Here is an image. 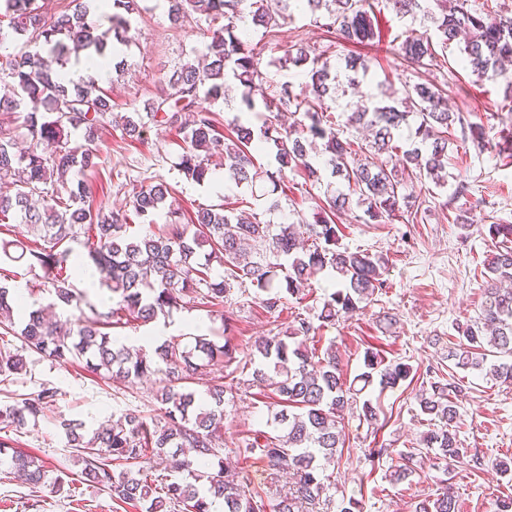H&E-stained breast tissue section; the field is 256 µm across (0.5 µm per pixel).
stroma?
<instances>
[{
  "mask_svg": "<svg viewBox=\"0 0 512 512\" xmlns=\"http://www.w3.org/2000/svg\"><path fill=\"white\" fill-rule=\"evenodd\" d=\"M378 25L379 43L353 46L330 40L308 12L296 8L287 24L267 34L251 32L250 37L262 50L268 84L288 81L298 88L305 83L302 69L278 65L286 50L299 42L325 52L335 65L356 55L369 66L361 92L399 88L407 82L441 85L447 91L450 110L463 114L466 122L482 125L491 146L449 149L448 183L467 184L469 190L463 197L450 202L445 194L431 195L432 183L427 179L407 184V192L425 202L417 223L407 224L399 218L384 224H362L342 214L334 218L339 246L383 255L388 271L384 288L370 306L318 330V347L333 348L351 376L360 369L370 347L381 351L386 360L409 364L412 375L380 395L378 426L368 427L356 415L346 414L347 450L323 472L331 485V500L320 512H339L346 495L358 499L360 512H410L415 501L447 486L460 503V512H498L503 496L512 495V473L504 475L494 467L499 458L512 457V385L496 383L477 371L453 368L448 346L458 338V324L476 317L485 301L480 271L495 245L488 234L489 225L512 224V155L499 152L496 146L502 131L512 128V114L502 110L512 68L503 77L473 85L458 65L462 47L455 43L447 51V65L417 70L392 50L393 39L411 28V21L384 10ZM205 27V21L196 15L173 24L166 0H141L129 42L123 48V74H111L98 86L110 98L113 112L144 110L168 93L167 80L173 71L204 53ZM180 140L178 130L172 127L151 124L136 139L114 124H105L95 141L97 168L80 177L70 176L69 181L87 183L91 204L107 211L124 209L134 192L163 182L172 190L173 207L188 217L201 207L224 200L238 207L251 202L253 193L273 191L266 180L252 190L233 187L221 193L213 192L209 184L187 180L177 166ZM325 189V184L306 182L302 174L289 175L283 189L273 191L278 210L263 213L262 218L273 224L310 222ZM457 215L462 218L458 225L453 222ZM0 284L25 288L28 297L45 304L53 300L42 271L29 269L21 260H0ZM232 301L236 315L233 365L238 369L252 358L259 337L285 332L296 314L313 317L318 313L317 304L309 299L288 300L272 313L247 294H233ZM389 314L394 317L390 323L385 320ZM220 326L218 313L186 305L173 310L168 322L121 323L113 325L109 333L150 351L175 336L188 343L196 336L214 335ZM27 363L26 373L0 383V406L14 404L45 384L57 387L59 393L44 420L19 432L2 429L0 440L42 459L50 484L39 496H31L28 485L13 471L0 467V512H137L136 507L114 503L106 492L83 483L75 452L54 421L59 417L76 419L94 429L110 420L113 412L127 408L156 415L158 378L126 387L76 364L59 365L34 354L28 355ZM438 373L454 374L466 388L459 398L456 420L466 453L458 463H444L432 451L419 447L421 435L432 426L429 415L420 410V394L429 389ZM271 414L267 404L249 394L225 403L226 457L236 458L235 451L247 431L264 428ZM373 448L384 451L376 464L366 457L367 450ZM410 451L415 454V475L401 483L391 482L390 473Z\"/></svg>",
  "mask_w": 512,
  "mask_h": 512,
  "instance_id": "stroma-1",
  "label": "stroma"
}]
</instances>
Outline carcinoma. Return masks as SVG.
Returning a JSON list of instances; mask_svg holds the SVG:
<instances>
[{
    "instance_id": "1",
    "label": "carcinoma",
    "mask_w": 512,
    "mask_h": 512,
    "mask_svg": "<svg viewBox=\"0 0 512 512\" xmlns=\"http://www.w3.org/2000/svg\"><path fill=\"white\" fill-rule=\"evenodd\" d=\"M91 0H71V12L48 18L34 0H0V22L40 46L35 52L0 55V82L13 90L0 98V182H9L14 193L0 194V223L16 220L29 227L33 239L22 243L19 258L40 268L50 284L55 304L69 307L77 300L67 274L72 251H57L60 244L86 238L88 259L103 275L117 308L94 318L68 317L49 320L43 309L17 312L16 301L0 285V327L18 337L26 349L59 364L83 362L105 377L127 382L159 377L155 394L160 414L147 417L126 410L113 424L92 432L72 419L59 418L69 445L76 450L81 477L107 492L112 500L139 507L140 512H211L213 503H224V512H314L326 485L320 471L343 455L346 434L343 412L362 402L359 419L377 423V407L361 394L371 385L395 388L407 380L412 368L386 361L366 349L363 370L347 378L335 351L307 345L316 331L334 325L342 317L366 309L382 289L388 261L364 250L336 248L337 228L324 212L355 208L356 220L377 224L395 215L417 218L422 202L404 194L403 175L427 178L438 189L448 187L439 175L448 166V144L469 140L485 147V132L448 111L445 91L437 84L404 85L365 93V104L351 112L348 124L374 132L368 142L366 162L355 164V142L341 138L336 122L324 108L325 98L336 97L338 75L324 53L302 43L285 53L284 63L306 68L305 86L296 92L284 83L262 99L257 110L251 90L263 81L261 49L249 40L246 26L268 30L277 20L287 21L291 6L315 15L327 8L325 26L352 44H371L380 38L376 8L383 5L401 18L419 22L424 32L409 30L397 45L398 54L411 65L438 66L448 45L465 38L462 68L479 83L501 75V65L512 59V10L476 12L468 0H277L270 11L267 0H167L175 23L196 14L212 31L203 67L184 64L169 81L170 91L152 104L146 115L119 116L118 123L130 136L140 135L146 123L166 125L182 134L179 168L197 184L211 181L210 156L218 146L224 151V177L236 186H256L264 179L285 181L288 173L303 171L307 180H321L320 171L308 160V147L322 141L323 164L347 186V191L326 194V205L312 224H270L260 214L219 205L201 207L190 224L172 222L157 232L130 233L131 217L153 223V216L167 211L168 187L158 183L134 196L131 211L105 213L87 201L86 188L67 186L66 176L75 169L93 168L98 158L92 147L100 127L112 114L109 99L96 93L94 81L74 83L63 71L71 59L120 53L128 43L132 15L140 12L138 0H112L106 14L116 45L93 19ZM368 66L358 58L345 61L349 87L361 85L359 73ZM237 112L231 135L216 125L212 104ZM23 116L31 146L14 150L13 117ZM288 111L294 121L276 125L263 112ZM416 119L411 126L409 118ZM82 131L85 143L72 142ZM271 150L277 169L261 167L256 153ZM489 233L499 239L496 251L484 261L485 302L478 316L459 327L461 343L448 351V359L461 369H474L502 384L512 385V282L511 224H491ZM209 251H204V248ZM331 269L335 283L321 296L319 325L298 313L289 332L266 336L255 345L259 363L248 378L220 377L203 397L189 381L203 370L235 359L234 311L224 310L221 335L197 336L194 346L175 338L164 341L152 353L131 348L102 331L120 315L128 322L152 323L187 304L225 306L232 291L254 290V299L267 311L284 300H301L313 281ZM26 369L21 352L0 347V377L8 379ZM258 389V395L275 399L282 409L266 426L282 434L255 430L238 452L264 460L274 474L293 476L284 494L274 493L276 503L251 490L235 472L224 466V401L241 392ZM432 393L420 399L423 413L441 426L423 433L420 443L438 459L453 462L464 454L454 426L459 407L449 391L463 392L461 384L431 383ZM57 389L42 386L16 405L0 407V425L23 429L45 418ZM125 469L116 473L113 465ZM18 473L38 492L45 486L46 470L38 457L12 451L0 443V466ZM163 467L165 481L157 485L146 471ZM459 503L450 489L414 502L413 512H458Z\"/></svg>"
}]
</instances>
